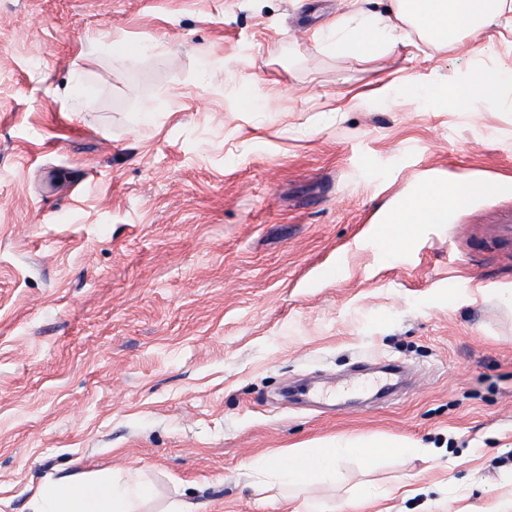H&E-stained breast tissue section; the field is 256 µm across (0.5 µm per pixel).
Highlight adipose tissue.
<instances>
[{"label":"adipose tissue","mask_w":512,"mask_h":512,"mask_svg":"<svg viewBox=\"0 0 512 512\" xmlns=\"http://www.w3.org/2000/svg\"><path fill=\"white\" fill-rule=\"evenodd\" d=\"M394 12L380 18L361 15L342 18L329 28L328 48L340 56L380 55L411 37L436 47L475 49L485 31L512 30V0H393ZM505 83L498 72L478 67L461 83H450L447 91L457 108H468L474 97H499ZM482 181L431 173L422 176L410 191L381 211L379 223L396 229L400 239L413 238L418 225L444 224L459 207V198L468 189L480 190ZM418 447L402 439L362 441L336 439L289 456L275 468L260 462L256 471L272 470L278 483L303 487L322 483L336 469L342 453L353 452L365 459L383 453L406 454ZM155 495L153 486L141 479L87 481L64 478L41 488L35 498V512H139L141 503Z\"/></svg>","instance_id":"adipose-tissue-1"}]
</instances>
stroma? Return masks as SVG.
I'll use <instances>...</instances> for the list:
<instances>
[{"label": "stroma", "instance_id": "35a3bbf8", "mask_svg": "<svg viewBox=\"0 0 512 512\" xmlns=\"http://www.w3.org/2000/svg\"><path fill=\"white\" fill-rule=\"evenodd\" d=\"M358 7L389 3L0 0V512H32L70 475L144 478L143 512L512 497V305L495 294L512 288L495 235L512 109L442 95L478 63L512 76V34L474 54L331 55L321 29ZM428 172L492 188L382 256L390 231L371 222ZM379 360L415 386L350 404ZM312 375L334 378L342 410L282 399ZM341 436L437 452L344 456L332 490L251 469Z\"/></svg>", "mask_w": 512, "mask_h": 512}]
</instances>
